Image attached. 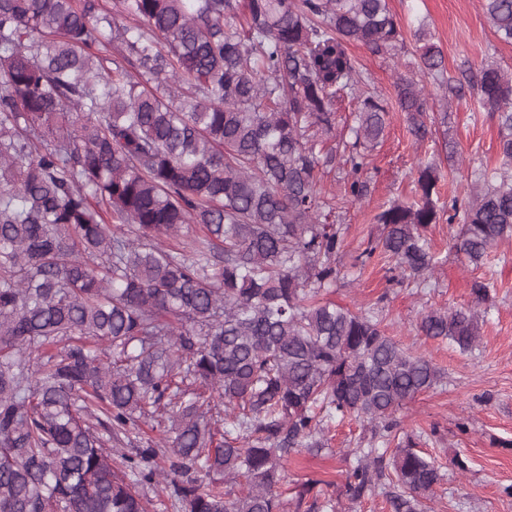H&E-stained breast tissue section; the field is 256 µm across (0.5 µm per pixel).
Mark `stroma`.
Wrapping results in <instances>:
<instances>
[{
  "label": "stroma",
  "instance_id": "obj_1",
  "mask_svg": "<svg viewBox=\"0 0 512 512\" xmlns=\"http://www.w3.org/2000/svg\"><path fill=\"white\" fill-rule=\"evenodd\" d=\"M389 6L404 27L405 49L395 55H375L361 46L350 49L385 98L394 99L397 74L419 75L414 32L420 26L440 46L449 75L490 62L512 68V43L497 39L479 0H389ZM498 142L496 118L478 111L468 91L450 99L447 126L421 144L410 134L403 113L391 112L384 139L368 160V196L336 212L343 232L337 257L342 279L330 299L354 311L378 310L387 335L430 357L446 377L397 414L399 437L414 436L443 474L430 502L432 512H512V496L505 492L512 487V239L495 244L475 267L450 248L457 225H430L426 236L439 264L426 288L397 284L387 258L363 264L357 257L377 234L374 216L380 206L412 196L420 163L436 160L444 174L442 194H459L479 166H499ZM476 281L489 285L479 352L465 355L448 342L419 336L417 324L427 311L470 305ZM369 435V427L360 422L333 425L328 450L289 457L287 488L317 481L338 499L339 512H390L383 489L354 502L345 495L346 475L354 463L349 452ZM457 456L466 458V473L454 467Z\"/></svg>",
  "mask_w": 512,
  "mask_h": 512
}]
</instances>
